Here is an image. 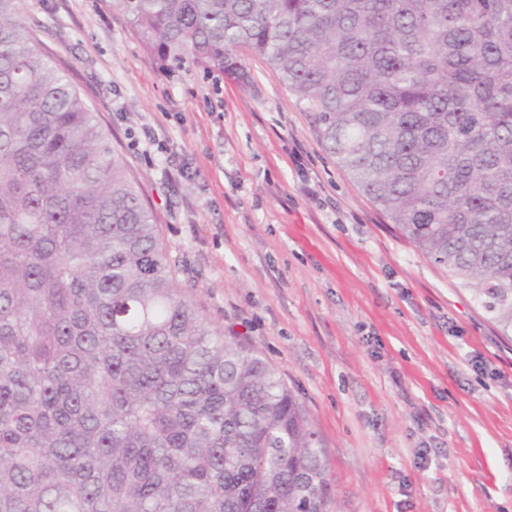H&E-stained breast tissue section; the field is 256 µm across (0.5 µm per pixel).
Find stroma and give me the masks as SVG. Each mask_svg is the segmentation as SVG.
<instances>
[{
  "label": "stroma",
  "mask_w": 512,
  "mask_h": 512,
  "mask_svg": "<svg viewBox=\"0 0 512 512\" xmlns=\"http://www.w3.org/2000/svg\"><path fill=\"white\" fill-rule=\"evenodd\" d=\"M207 317L313 417L333 512H512V340L340 169L278 74L161 70L107 0H20Z\"/></svg>",
  "instance_id": "35a3bbf8"
}]
</instances>
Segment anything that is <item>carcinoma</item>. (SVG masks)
<instances>
[{
  "label": "carcinoma",
  "instance_id": "obj_1",
  "mask_svg": "<svg viewBox=\"0 0 512 512\" xmlns=\"http://www.w3.org/2000/svg\"><path fill=\"white\" fill-rule=\"evenodd\" d=\"M171 70L262 58L512 335V0H110ZM137 179L0 0V512H330L306 409L179 286Z\"/></svg>",
  "mask_w": 512,
  "mask_h": 512
}]
</instances>
